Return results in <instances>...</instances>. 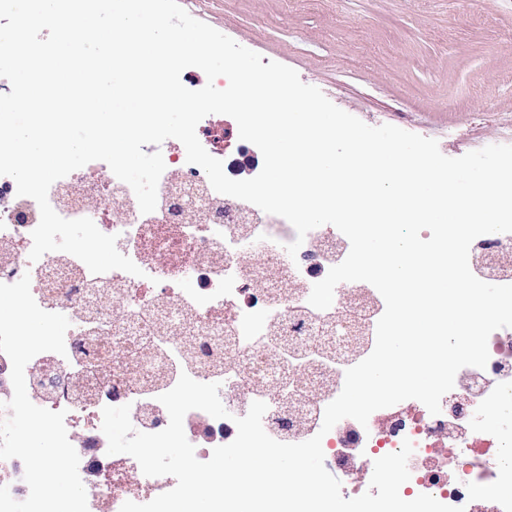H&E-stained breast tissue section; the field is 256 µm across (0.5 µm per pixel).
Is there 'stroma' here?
Listing matches in <instances>:
<instances>
[{
	"label": "stroma",
	"instance_id": "35a3bbf8",
	"mask_svg": "<svg viewBox=\"0 0 512 512\" xmlns=\"http://www.w3.org/2000/svg\"><path fill=\"white\" fill-rule=\"evenodd\" d=\"M370 126L512 145V0H179Z\"/></svg>",
	"mask_w": 512,
	"mask_h": 512
}]
</instances>
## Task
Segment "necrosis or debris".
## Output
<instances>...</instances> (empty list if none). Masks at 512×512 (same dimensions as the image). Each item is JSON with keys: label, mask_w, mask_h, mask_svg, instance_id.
I'll return each instance as SVG.
<instances>
[{"label": "necrosis or debris", "mask_w": 512, "mask_h": 512, "mask_svg": "<svg viewBox=\"0 0 512 512\" xmlns=\"http://www.w3.org/2000/svg\"><path fill=\"white\" fill-rule=\"evenodd\" d=\"M163 159L157 193L181 186L182 212L175 217L160 209L141 213L133 190L113 175L101 180L76 170L48 193L61 217L90 218L101 232L116 236L118 250L140 268L137 276L121 270L94 274L61 251L30 261L39 207L18 196L13 178L0 176V195L13 196L15 203L0 210V283L30 276L38 306L70 321L65 354L43 352L25 367L29 374L40 371L51 393L43 408L65 411L66 429L85 422L97 429L104 407L132 404L134 429L151 432L144 418H167L158 397L174 386L169 362L180 360L198 382L224 376L219 396L228 415L215 420L216 433L234 428L235 418L259 400L267 405L262 425L273 439L299 443L318 435L317 424L340 394L349 364L324 357L328 338L320 327L326 313L308 298L335 266L334 252L349 253V240L325 224L289 256L285 246L296 232L286 219L240 211L236 198L216 192L205 171L187 163L185 151L164 153ZM106 197L112 201L108 212L100 207ZM488 262L504 267L498 283L512 284V233L473 241L470 268ZM116 294L130 312L119 322L112 319ZM488 351L486 368L459 370L439 414L420 404L414 415L402 416L391 406L387 428L360 434L359 446L371 461L412 442L403 499L428 494L465 512H512V500L476 492L492 477L512 483V424L490 434L482 417L468 410L473 401L512 409V330L494 331ZM452 418L459 428L440 459L436 443ZM140 471L133 458L112 460L97 484H86L88 500L107 491L110 512H120L127 501L146 502L133 483Z\"/></svg>", "instance_id": "4bbe7bcc"}]
</instances>
